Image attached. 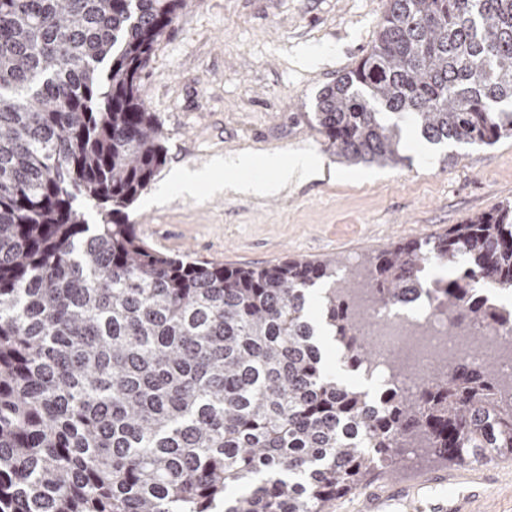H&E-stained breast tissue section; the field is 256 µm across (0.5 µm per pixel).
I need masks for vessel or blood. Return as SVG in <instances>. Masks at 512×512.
Masks as SVG:
<instances>
[{"label": "vessel or blood", "mask_w": 512, "mask_h": 512, "mask_svg": "<svg viewBox=\"0 0 512 512\" xmlns=\"http://www.w3.org/2000/svg\"><path fill=\"white\" fill-rule=\"evenodd\" d=\"M499 480V466L469 462L405 482L383 479L363 489L355 512H418L422 507L427 512H474Z\"/></svg>", "instance_id": "vessel-or-blood-1"}]
</instances>
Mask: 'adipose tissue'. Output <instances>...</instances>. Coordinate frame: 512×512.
I'll list each match as a JSON object with an SVG mask.
<instances>
[{
    "instance_id": "ef3b65f1",
    "label": "adipose tissue",
    "mask_w": 512,
    "mask_h": 512,
    "mask_svg": "<svg viewBox=\"0 0 512 512\" xmlns=\"http://www.w3.org/2000/svg\"><path fill=\"white\" fill-rule=\"evenodd\" d=\"M316 157L296 152L290 155L268 153L260 157L250 154L238 155L230 162L216 160L207 170L186 167L176 169L173 182L180 193L197 194L201 189L222 190L225 168L240 171L241 177L234 184L235 190L257 195H273L280 192L288 183L310 176L318 166Z\"/></svg>"
}]
</instances>
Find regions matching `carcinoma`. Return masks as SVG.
Returning a JSON list of instances; mask_svg holds the SVG:
<instances>
[{"label":"carcinoma","mask_w":512,"mask_h":512,"mask_svg":"<svg viewBox=\"0 0 512 512\" xmlns=\"http://www.w3.org/2000/svg\"><path fill=\"white\" fill-rule=\"evenodd\" d=\"M189 0H0V512H329L400 448L454 464L512 454V373L442 358L411 394L326 371L319 318L354 372L371 312L420 273L460 329L512 331V204L344 266L227 268L160 253L127 210L166 161L139 94ZM349 165L512 137V0H389L358 66L316 97ZM101 223L90 224L79 202ZM486 285L485 301L475 284Z\"/></svg>","instance_id":"obj_1"}]
</instances>
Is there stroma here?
I'll list each match as a JSON object with an SVG mask.
<instances>
[{
    "label": "stroma",
    "mask_w": 512,
    "mask_h": 512,
    "mask_svg": "<svg viewBox=\"0 0 512 512\" xmlns=\"http://www.w3.org/2000/svg\"><path fill=\"white\" fill-rule=\"evenodd\" d=\"M388 0H192L140 80L167 158L129 210L147 244L227 266L286 258L359 262L512 203V138L432 144L408 129L397 166L339 162L313 122L315 98L370 49ZM309 151L323 170L273 196H187L175 166L242 152Z\"/></svg>",
    "instance_id": "obj_1"
}]
</instances>
